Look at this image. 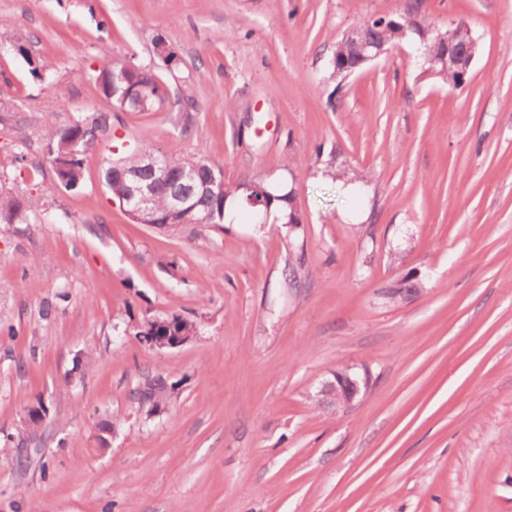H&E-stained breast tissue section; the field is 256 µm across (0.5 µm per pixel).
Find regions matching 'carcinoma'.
<instances>
[{
	"label": "carcinoma",
	"mask_w": 512,
	"mask_h": 512,
	"mask_svg": "<svg viewBox=\"0 0 512 512\" xmlns=\"http://www.w3.org/2000/svg\"><path fill=\"white\" fill-rule=\"evenodd\" d=\"M369 40L394 43L398 41L397 30L418 37L421 54L417 65L422 71L435 69L437 78L456 87L463 86L468 75L461 72L449 73L441 69V65L432 64L430 59L439 50L437 45L438 31L433 23L420 12V4L411 0L404 13L396 18H370L361 21ZM358 70V62L351 50L336 47L333 59L332 76L343 79ZM97 81L104 97L116 108H129L138 111H150L163 104L169 97L167 85L153 71L124 61L104 57ZM139 87L145 93V102H140L129 95V91ZM112 126V113L95 112L92 115H80L72 124L51 133L47 151L55 152V156L63 157L61 166H51L57 185L72 190L78 186L83 177V157L76 155L68 158L69 147L78 143L77 150L83 151L93 137L89 136L95 128L106 129ZM148 145H141L115 161L109 162L104 171V181L112 197L119 200L128 193L126 181L116 167L133 163L140 153H150ZM166 172L161 175L143 173V178L155 184V192L149 202L151 225L169 228L180 224H214L226 223L227 201L232 199L243 207L266 215L274 212L279 214L283 224L300 223L295 206L293 191L278 190L263 180H252L250 184L264 190L263 203L254 206L249 202V192L244 190L245 183L230 185L224 182L223 170L204 157L188 158L171 150L165 153ZM43 203L40 199L29 197L19 198L0 191V224H11L23 213L37 214Z\"/></svg>",
	"instance_id": "cac0c4a2"
}]
</instances>
